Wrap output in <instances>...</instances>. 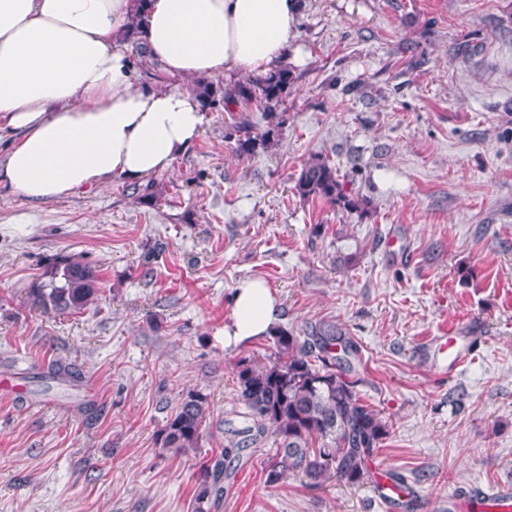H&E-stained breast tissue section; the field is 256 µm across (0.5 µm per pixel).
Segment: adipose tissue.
I'll list each match as a JSON object with an SVG mask.
<instances>
[{
	"label": "adipose tissue",
	"mask_w": 512,
	"mask_h": 512,
	"mask_svg": "<svg viewBox=\"0 0 512 512\" xmlns=\"http://www.w3.org/2000/svg\"><path fill=\"white\" fill-rule=\"evenodd\" d=\"M299 0H151L140 43L173 76L264 74L288 60ZM134 0H0V186L48 202L170 169L205 122L194 94L134 75L123 35ZM277 302L235 287L224 341L268 335Z\"/></svg>",
	"instance_id": "ef3b65f1"
}]
</instances>
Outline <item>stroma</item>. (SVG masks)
I'll list each match as a JSON object with an SVG mask.
<instances>
[{"instance_id": "35a3bbf8", "label": "stroma", "mask_w": 512, "mask_h": 512, "mask_svg": "<svg viewBox=\"0 0 512 512\" xmlns=\"http://www.w3.org/2000/svg\"><path fill=\"white\" fill-rule=\"evenodd\" d=\"M287 66L277 142L245 156L225 137L263 132L259 103L206 109L156 205L119 178L47 203L0 191V512H195L201 463L246 425L237 362L274 357L269 335L224 343L247 278L271 289L277 328L356 342V390L390 430L369 469L415 489L410 512H485L482 490L512 489V0H303ZM316 154L367 210L296 194ZM59 253L102 290L47 319L25 290ZM442 334L470 353L451 375ZM58 358L85 389L19 402L22 369ZM192 389L210 396L197 447H160ZM273 452L246 448L204 512H386L371 480L268 484Z\"/></svg>"}]
</instances>
